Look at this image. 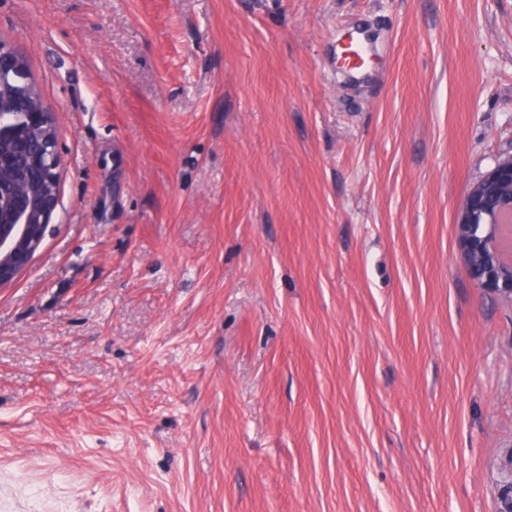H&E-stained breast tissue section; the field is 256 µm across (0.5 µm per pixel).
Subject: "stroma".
Here are the masks:
<instances>
[{"instance_id":"35a3bbf8","label":"stroma","mask_w":512,"mask_h":512,"mask_svg":"<svg viewBox=\"0 0 512 512\" xmlns=\"http://www.w3.org/2000/svg\"><path fill=\"white\" fill-rule=\"evenodd\" d=\"M0 42L61 182L0 284V512H499L512 298L457 225L512 0H0Z\"/></svg>"}]
</instances>
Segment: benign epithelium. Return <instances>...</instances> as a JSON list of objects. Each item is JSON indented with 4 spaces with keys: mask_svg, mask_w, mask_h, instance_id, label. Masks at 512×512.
<instances>
[{
    "mask_svg": "<svg viewBox=\"0 0 512 512\" xmlns=\"http://www.w3.org/2000/svg\"><path fill=\"white\" fill-rule=\"evenodd\" d=\"M20 67L17 53L0 43V73ZM21 107V112L0 113V141H11L23 172L18 182L0 181V211L12 214L10 223H0V283L10 279L39 249L60 197L58 180L39 197L47 171L59 167L55 140L46 132V127L54 124L53 112L43 100L34 105L24 101ZM20 129L25 133L17 134ZM483 215L488 230L481 236L468 235L466 248L490 255L496 267L481 274L472 270L470 275L480 288L512 294V265L502 259L496 246L498 228L512 221V159L496 163L474 188L460 226L473 225Z\"/></svg>",
    "mask_w": 512,
    "mask_h": 512,
    "instance_id": "7a95c632",
    "label": "benign epithelium"
}]
</instances>
